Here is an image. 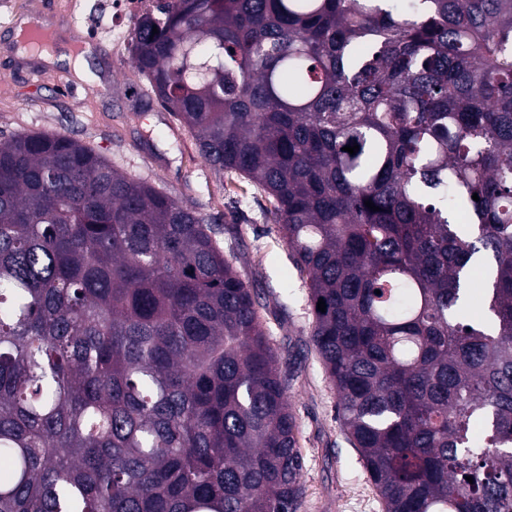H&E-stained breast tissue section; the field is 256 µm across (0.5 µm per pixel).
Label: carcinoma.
I'll return each instance as SVG.
<instances>
[{
  "label": "carcinoma",
  "instance_id": "cac0c4a2",
  "mask_svg": "<svg viewBox=\"0 0 512 512\" xmlns=\"http://www.w3.org/2000/svg\"><path fill=\"white\" fill-rule=\"evenodd\" d=\"M131 60L266 195L385 512H512V0H173ZM296 430L216 228L0 139V512H300Z\"/></svg>",
  "mask_w": 512,
  "mask_h": 512
}]
</instances>
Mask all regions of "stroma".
Masks as SVG:
<instances>
[{
  "mask_svg": "<svg viewBox=\"0 0 512 512\" xmlns=\"http://www.w3.org/2000/svg\"><path fill=\"white\" fill-rule=\"evenodd\" d=\"M0 0V138L60 132L109 159L120 170L171 192L223 230L224 253L257 295L296 415L305 468L300 512H383L381 501L336 416V393L311 340L308 290L292 252L265 215L268 202L245 181L218 175L198 153L190 133L151 96L130 60L115 61L112 42L91 39L90 73L79 81L69 65L17 58L9 41L20 22L50 28L52 49L77 52L84 30L67 11L69 0ZM239 200L230 214L229 197Z\"/></svg>",
  "mask_w": 512,
  "mask_h": 512,
  "instance_id": "obj_1",
  "label": "stroma"
}]
</instances>
